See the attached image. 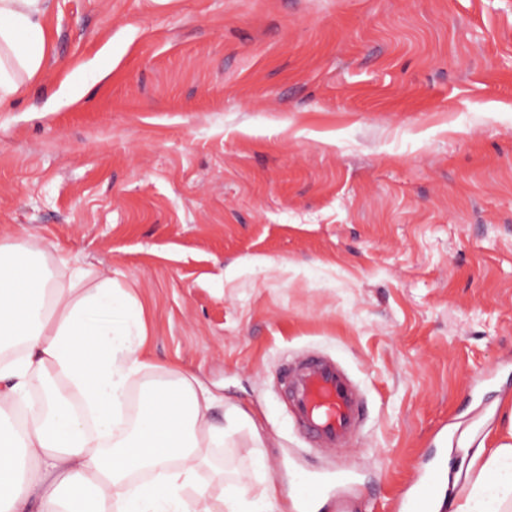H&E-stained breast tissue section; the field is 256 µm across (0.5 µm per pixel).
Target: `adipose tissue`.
I'll return each mask as SVG.
<instances>
[{"mask_svg": "<svg viewBox=\"0 0 512 512\" xmlns=\"http://www.w3.org/2000/svg\"><path fill=\"white\" fill-rule=\"evenodd\" d=\"M52 0H0V102L35 77L46 55ZM41 250L0 237V512H211L200 476L209 449L253 427L229 409L223 426L216 395L196 378L144 386L133 425L121 410L130 383L156 372L132 297L111 278L93 279L57 249L60 277L47 274ZM61 382L46 391L22 430L11 414L29 377ZM473 477L447 512H507L512 504V444L477 449Z\"/></svg>", "mask_w": 512, "mask_h": 512, "instance_id": "obj_1", "label": "adipose tissue"}]
</instances>
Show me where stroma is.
I'll return each instance as SVG.
<instances>
[{
	"label": "stroma",
	"instance_id": "stroma-1",
	"mask_svg": "<svg viewBox=\"0 0 512 512\" xmlns=\"http://www.w3.org/2000/svg\"><path fill=\"white\" fill-rule=\"evenodd\" d=\"M40 74L0 106V232L135 299L151 357L255 420L221 495L347 473L318 512H396L512 432V0H53ZM327 354L367 405L310 452L278 391ZM478 416V415H477ZM448 454L443 448L438 462L428 467L425 463L417 468L416 476L405 499L398 504V509L405 512H434L435 506L446 501L448 496Z\"/></svg>",
	"mask_w": 512,
	"mask_h": 512
}]
</instances>
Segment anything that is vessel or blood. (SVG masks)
Listing matches in <instances>:
<instances>
[{"mask_svg":"<svg viewBox=\"0 0 512 512\" xmlns=\"http://www.w3.org/2000/svg\"><path fill=\"white\" fill-rule=\"evenodd\" d=\"M280 388L300 433L315 448H344L363 423L362 399L346 370L334 360L311 354L284 363ZM448 495V465L439 459L431 467L422 465L405 499V512H433Z\"/></svg>","mask_w":512,"mask_h":512,"instance_id":"obj_1","label":"vessel or blood"}]
</instances>
